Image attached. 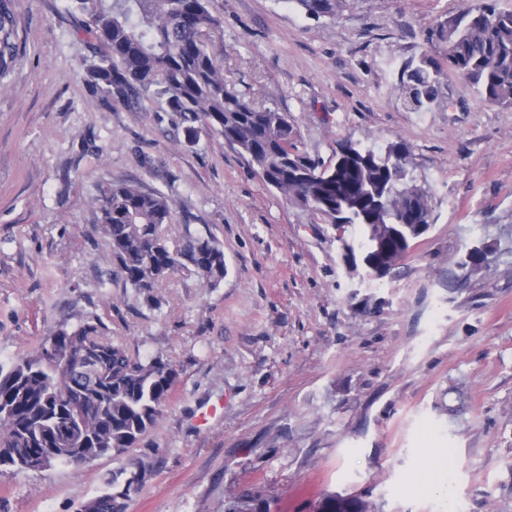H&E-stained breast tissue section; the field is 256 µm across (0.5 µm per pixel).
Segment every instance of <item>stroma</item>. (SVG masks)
<instances>
[{
  "label": "stroma",
  "mask_w": 512,
  "mask_h": 512,
  "mask_svg": "<svg viewBox=\"0 0 512 512\" xmlns=\"http://www.w3.org/2000/svg\"><path fill=\"white\" fill-rule=\"evenodd\" d=\"M16 65L0 80V363L63 326L101 319L178 376L131 457L0 471V512H79L108 480L127 512H225L248 492L270 512L323 494L382 512H512V108L441 77V103L398 98L397 68L433 55L428 30L460 0H346L313 20L281 0H210L230 90L288 115L324 165L339 144L404 142L433 223L391 274H347L335 227L265 185L223 137L188 141L164 101L88 86L68 0H6ZM160 191L176 223L224 250L214 288L173 275L149 303L114 273L95 230L109 184ZM487 249L478 269L462 267ZM442 448L449 494L412 485Z\"/></svg>",
  "instance_id": "35a3bbf8"
}]
</instances>
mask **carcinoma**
<instances>
[{"instance_id":"1","label":"carcinoma","mask_w":512,"mask_h":512,"mask_svg":"<svg viewBox=\"0 0 512 512\" xmlns=\"http://www.w3.org/2000/svg\"><path fill=\"white\" fill-rule=\"evenodd\" d=\"M81 16L90 54L82 61L92 90L114 97L160 98L190 124L200 122L245 155L263 181L338 230L356 228L357 238L339 236L352 270L367 279L387 276L433 222L431 198L408 178V149L339 145L327 167L299 149L285 114L227 90L223 68L209 43L219 25L209 0H70ZM306 16L334 18L346 0H285ZM13 17L0 9V77L16 61ZM428 42L448 71L490 104L512 107V10L497 0H465L437 22ZM442 65L422 56L406 63L396 89L416 112L440 104ZM96 232L111 247L112 264L125 283L147 295L174 273L198 277L210 288L227 274L224 250L208 233L182 224L169 238L175 204L165 193L132 183L102 191ZM95 356L98 385H71V362ZM177 372L161 357L142 359L121 341L106 338L102 323L63 326L30 355L0 365V467L40 470L44 454L55 466L94 460L112 449L117 457L138 446L154 428L170 397ZM127 493L112 489L91 498L92 512H125ZM270 512L250 493L235 497L227 512ZM318 512H379L356 494L331 493Z\"/></svg>"}]
</instances>
